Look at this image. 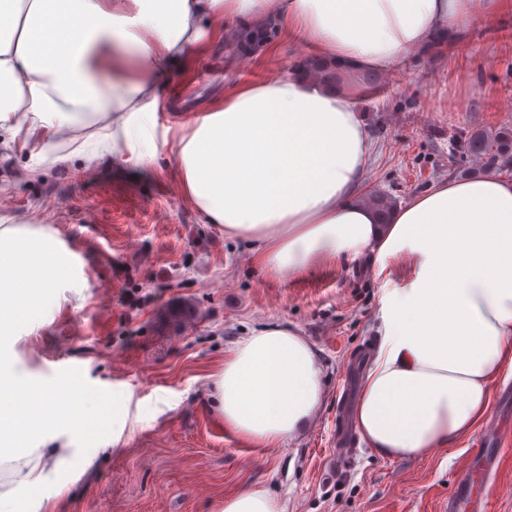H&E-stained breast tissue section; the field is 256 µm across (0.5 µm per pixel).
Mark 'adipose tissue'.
Here are the masks:
<instances>
[{"instance_id":"1","label":"adipose tissue","mask_w":512,"mask_h":512,"mask_svg":"<svg viewBox=\"0 0 512 512\" xmlns=\"http://www.w3.org/2000/svg\"><path fill=\"white\" fill-rule=\"evenodd\" d=\"M512 0H9L0 8V123L28 142L79 128L155 158L168 148L185 198L277 278L369 253L406 288L380 307L383 342L352 423L374 453L420 458L470 437L512 375V178L441 180L386 217L362 199L371 141L357 105L368 77L412 51L447 50ZM277 20L310 67L242 82L158 138L159 77L187 68L222 19ZM332 72L334 80L324 79ZM225 427L277 446L324 395L316 350L286 327L234 343L214 380Z\"/></svg>"}]
</instances>
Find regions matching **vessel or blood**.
I'll return each mask as SVG.
<instances>
[{
    "mask_svg": "<svg viewBox=\"0 0 512 512\" xmlns=\"http://www.w3.org/2000/svg\"><path fill=\"white\" fill-rule=\"evenodd\" d=\"M196 318L194 302L181 298L162 309L158 325L163 329L173 330L192 325ZM503 432L504 429L499 422L488 423L485 447L476 449L453 479L445 506L446 512H492L491 496L486 486L496 479L502 462L503 450L499 448L498 443ZM331 439L336 449V465H349L354 440L344 416H337Z\"/></svg>",
    "mask_w": 512,
    "mask_h": 512,
    "instance_id": "vessel-or-blood-1",
    "label": "vessel or blood"
}]
</instances>
